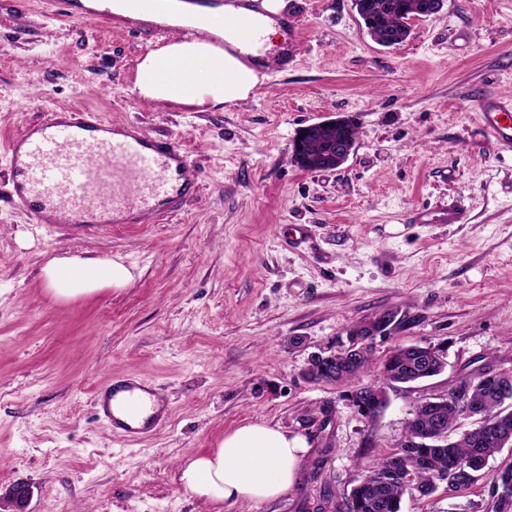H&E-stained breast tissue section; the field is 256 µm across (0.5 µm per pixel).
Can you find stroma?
<instances>
[{
	"instance_id": "stroma-1",
	"label": "stroma",
	"mask_w": 512,
	"mask_h": 512,
	"mask_svg": "<svg viewBox=\"0 0 512 512\" xmlns=\"http://www.w3.org/2000/svg\"><path fill=\"white\" fill-rule=\"evenodd\" d=\"M285 25L287 65L246 101L191 112L134 93L151 36L0 0V495L29 485L27 512H317L402 440L417 405L461 375L512 372V149L487 141L475 112L512 100V0H443L388 48L353 0H290ZM51 106L179 138L198 195L139 224L32 223L12 202L4 148ZM336 116L356 120L354 152L333 170L300 168L298 133ZM456 201L468 223L412 221ZM295 224L307 235L292 245ZM88 258L132 277L57 298L44 267ZM389 309L404 322L374 363L417 344L443 347L447 365L366 417L349 388L303 373ZM110 375L152 383L166 422L130 441L97 419ZM250 423L306 438L294 485L256 508L185 490L181 462ZM510 463L503 448L470 489L438 488L403 512H495Z\"/></svg>"
}]
</instances>
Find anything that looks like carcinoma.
<instances>
[{
	"instance_id": "1",
	"label": "carcinoma",
	"mask_w": 512,
	"mask_h": 512,
	"mask_svg": "<svg viewBox=\"0 0 512 512\" xmlns=\"http://www.w3.org/2000/svg\"><path fill=\"white\" fill-rule=\"evenodd\" d=\"M419 0H354V7L368 34L379 45L387 40L403 42L411 34L401 19L418 12ZM300 155L321 159L330 150L319 135L301 139ZM349 345L308 363L305 379L348 385L372 369L373 346L364 343L366 329H350ZM445 368L442 354L431 348L415 350L400 346L378 368L375 382L351 393L354 405L366 417L378 413L377 390L395 384H409L439 375ZM471 407L476 426L454 441L442 439V432L456 427L460 418L458 401ZM512 400V374L482 373L465 376L450 385L448 392L421 404L408 420L406 434L418 445L400 443L385 454L377 468L362 478L350 492L331 506L332 512H402L403 497L420 498L433 494L444 483L448 492L468 489L472 475L502 450L501 442L512 439V410L504 408ZM497 498V512H512V464L504 467L499 482L491 491Z\"/></svg>"
}]
</instances>
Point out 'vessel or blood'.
Here are the masks:
<instances>
[{
  "label": "vessel or blood",
  "instance_id": "obj_1",
  "mask_svg": "<svg viewBox=\"0 0 512 512\" xmlns=\"http://www.w3.org/2000/svg\"><path fill=\"white\" fill-rule=\"evenodd\" d=\"M50 12L78 21L111 22L110 14L83 12L77 0H47ZM482 132L512 148V105L493 99L477 103ZM14 201L37 224H137L143 216H165L182 209L199 191L193 161L177 137L157 136L130 122L115 126L88 108L52 109L29 123L7 145ZM457 205L417 213L421 224H459ZM146 382L112 379L95 393L101 416L121 437L147 434L161 419L160 409L143 415L140 426L118 418L116 408L142 415Z\"/></svg>",
  "mask_w": 512,
  "mask_h": 512
}]
</instances>
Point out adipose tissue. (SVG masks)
Returning a JSON list of instances; mask_svg holds the SVG:
<instances>
[{
    "label": "adipose tissue",
    "instance_id": "adipose-tissue-1",
    "mask_svg": "<svg viewBox=\"0 0 512 512\" xmlns=\"http://www.w3.org/2000/svg\"><path fill=\"white\" fill-rule=\"evenodd\" d=\"M288 0H229L224 7L211 9L174 0L170 11L159 21L173 26L198 22L207 34L221 38L224 48L200 40L171 43L144 57L138 66L142 77L136 86L142 98L188 104L189 87L213 86V104L248 99L262 80L255 53L241 38L238 20L255 25L259 45L270 46L279 33ZM173 69L172 77L149 82L143 77L151 70ZM44 273L57 296L68 298L89 293L102 285L119 286L130 278L129 270L116 261L86 259L49 263ZM308 450L304 437L262 423L243 425L225 434L218 448L190 459L183 465L180 480L186 490L206 501L230 505L261 504L279 498L290 489L298 466Z\"/></svg>",
    "mask_w": 512,
    "mask_h": 512
}]
</instances>
